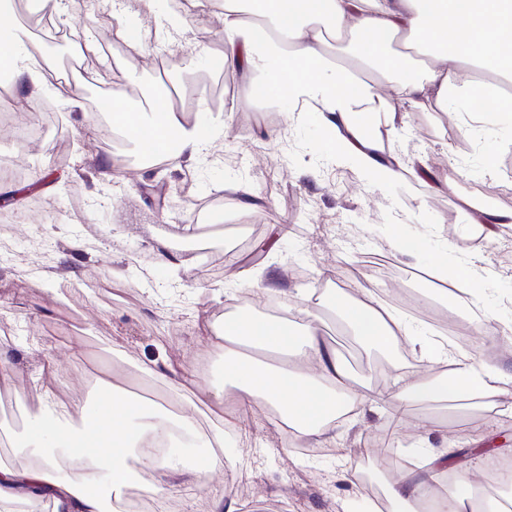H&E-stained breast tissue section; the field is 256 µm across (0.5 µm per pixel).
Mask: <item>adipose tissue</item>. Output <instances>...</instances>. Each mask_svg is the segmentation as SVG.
I'll use <instances>...</instances> for the list:
<instances>
[{
  "instance_id": "ef3b65f1",
  "label": "adipose tissue",
  "mask_w": 512,
  "mask_h": 512,
  "mask_svg": "<svg viewBox=\"0 0 512 512\" xmlns=\"http://www.w3.org/2000/svg\"><path fill=\"white\" fill-rule=\"evenodd\" d=\"M224 16V70L250 75V87H265L270 101L288 102L290 110L312 107L328 135L330 151H345L372 178L400 180L403 166L388 154L380 136L367 134L361 106L367 87L354 72L324 55L326 32L358 36L361 61L376 70L400 75L401 101L434 112L448 109L449 100L472 89L463 77L469 64L500 75L512 74V0H215ZM417 44L426 63L408 73V61L387 54L394 40ZM0 72L18 81L28 104L49 91L42 66L26 52L21 39L0 43ZM113 127L136 132V147L147 158L175 156L196 160L224 134L222 126L186 121L182 111L151 104L149 111H131L123 95L105 106ZM329 308L365 347L389 345L407 335L402 319L374 299L351 300L336 292ZM306 331L304 345H294L286 324L242 309L215 328L224 348V380L246 397H260L276 407L282 424L291 427L301 447L318 448L332 439L336 419L370 397L351 386V375L335 351L321 342L318 316L309 305L296 309ZM422 356L447 365L446 377L414 382L402 398L420 403L444 400L465 403L475 395L496 398L512 383L504 357H457L434 338L419 336ZM251 344L263 351L287 353L290 366L275 368L242 356L238 347ZM107 413L89 410L83 397L67 401L43 394L30 415L29 430L20 435L15 461L0 466V512H26L27 506L49 502L51 512H108L113 490L135 483L129 451L141 449V464L170 471L164 484L144 482L149 497L167 499L179 491L183 474L175 452L159 457L144 454L150 440L170 435L173 427L188 431L193 416L178 422L159 417L157 404L130 400L118 393L107 398ZM79 424H72L73 414ZM80 459V471L70 462ZM441 483L452 512H468L475 483L449 470L444 454L430 453L423 473H401L387 480L392 512H419L430 484Z\"/></svg>"
}]
</instances>
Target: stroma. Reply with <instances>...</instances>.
<instances>
[{"label":"stroma","instance_id":"obj_1","mask_svg":"<svg viewBox=\"0 0 512 512\" xmlns=\"http://www.w3.org/2000/svg\"><path fill=\"white\" fill-rule=\"evenodd\" d=\"M111 13L103 0L77 2L61 19V36L28 24L21 8L6 15L28 26L40 51L56 59L82 36L113 45ZM223 49L224 21L210 16L201 25L189 21L166 46L147 39L142 52L94 64L95 82L117 93L158 96L171 84L222 90L216 110L231 128L198 161L148 164L132 134L108 133L88 105L56 112L43 139L24 146L13 128L0 125V154L41 176L32 194L15 182L0 185V203L18 217L13 250H0V321L14 326V376L5 390L25 392L32 407L49 385L59 397L75 392L100 410L105 386L134 399L141 367L174 369L200 401L195 432L220 426L230 441L216 467L198 463L204 448L182 449L198 470L183 476L181 497L166 512H180L188 497L197 512H208L210 499L221 495L242 512H365L384 496L382 476L432 448L446 452L456 471L512 499V479L495 473L512 416L395 400L410 382L445 371L407 337L368 353L337 316L320 310L322 339L378 408H353L337 422L335 441L304 450L288 448L270 406L242 405L238 390L225 387L222 351L207 339L240 302L266 306L274 288L285 300L323 301L339 283L350 298L389 303L418 334L439 336L437 314L446 311L464 333L454 346L459 355L512 350V226H496L482 242L472 239L467 212L454 206L463 196L489 209L512 207V177L499 168L512 137L475 118L496 110L498 99L456 98L449 119L407 107L404 122L385 136L389 153L428 167L448 186L437 192L408 176L381 187L328 151L313 114L283 112L272 122L259 104H248L245 80L209 65ZM101 159L108 175L98 170ZM75 186L83 207L71 221ZM189 213L201 220L220 213L224 221L207 232L176 234L175 222ZM398 230L418 239L414 256L393 248ZM476 247L489 274L481 307L471 311L427 272L442 253L449 266H468ZM388 260L412 269L413 277L387 274ZM73 340L87 350L77 364L66 353ZM50 357L60 364L53 376L41 371Z\"/></svg>","mask_w":512,"mask_h":512}]
</instances>
